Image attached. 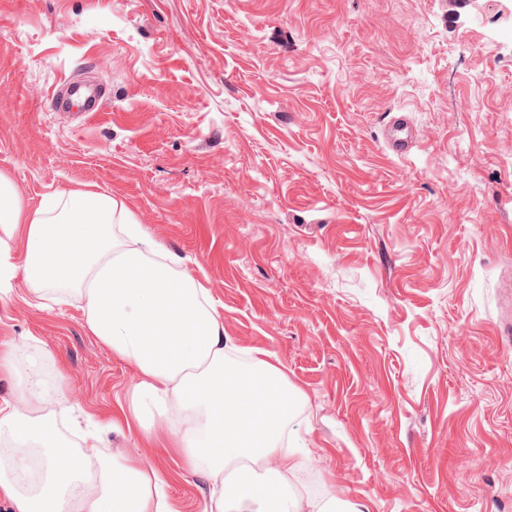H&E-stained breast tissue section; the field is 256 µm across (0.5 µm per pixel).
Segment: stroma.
<instances>
[{"label":"stroma","instance_id":"1","mask_svg":"<svg viewBox=\"0 0 512 512\" xmlns=\"http://www.w3.org/2000/svg\"><path fill=\"white\" fill-rule=\"evenodd\" d=\"M502 0H0V172L29 205L105 192L207 289L238 358L288 377L312 461L271 493L366 512H512V30ZM99 112H51L73 76ZM405 113L417 147L382 130ZM46 353L53 400L110 427L170 512L203 472L128 430L141 377L80 302L0 297V355ZM386 150L396 156H405L416 146L414 128L403 114H396L389 122L383 134Z\"/></svg>","mask_w":512,"mask_h":512}]
</instances>
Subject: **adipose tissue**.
<instances>
[{"label": "adipose tissue", "mask_w": 512, "mask_h": 512, "mask_svg": "<svg viewBox=\"0 0 512 512\" xmlns=\"http://www.w3.org/2000/svg\"><path fill=\"white\" fill-rule=\"evenodd\" d=\"M23 275L35 300L83 302L88 329L141 376L125 420L164 434L211 485L204 512H336L335 500L271 498L299 470L291 448L288 378L270 362L231 361L205 288L157 246L112 196L67 191L24 204L0 173V284ZM15 400L0 404V498L13 512H169L156 470L140 455L109 459L89 438L65 449L42 381L0 360Z\"/></svg>", "instance_id": "1"}]
</instances>
